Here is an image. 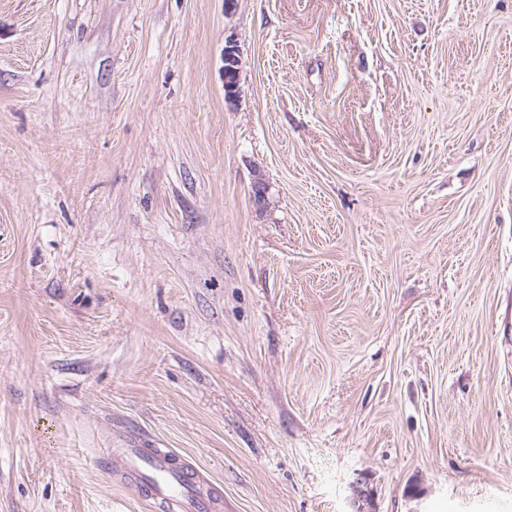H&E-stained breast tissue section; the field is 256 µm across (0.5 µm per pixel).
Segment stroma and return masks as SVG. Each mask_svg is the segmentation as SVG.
I'll return each mask as SVG.
<instances>
[{
  "label": "stroma",
  "mask_w": 512,
  "mask_h": 512,
  "mask_svg": "<svg viewBox=\"0 0 512 512\" xmlns=\"http://www.w3.org/2000/svg\"><path fill=\"white\" fill-rule=\"evenodd\" d=\"M127 440L512 512V0H0V512H166ZM224 63V82H226L227 76L231 75L234 77V88H230L226 85L227 94L225 93L228 98H232L237 95L236 93L230 92V90H234L236 92L241 64L238 46L233 41H228L224 47Z\"/></svg>",
  "instance_id": "1"
}]
</instances>
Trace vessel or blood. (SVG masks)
<instances>
[{
    "mask_svg": "<svg viewBox=\"0 0 512 512\" xmlns=\"http://www.w3.org/2000/svg\"><path fill=\"white\" fill-rule=\"evenodd\" d=\"M107 468L124 471L132 486L147 488L153 497L173 504L177 512H210L212 501L201 493L187 470L175 469L166 453L130 446L108 449Z\"/></svg>",
    "mask_w": 512,
    "mask_h": 512,
    "instance_id": "obj_1",
    "label": "vessel or blood"
}]
</instances>
